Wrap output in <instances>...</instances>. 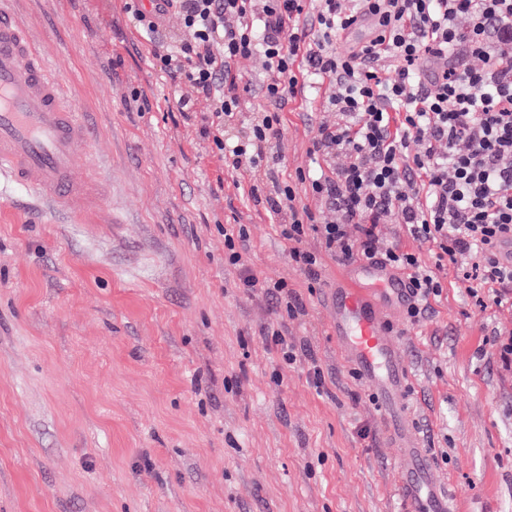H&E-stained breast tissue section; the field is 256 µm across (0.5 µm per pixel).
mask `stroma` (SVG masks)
I'll return each mask as SVG.
<instances>
[{
	"label": "stroma",
	"mask_w": 512,
	"mask_h": 512,
	"mask_svg": "<svg viewBox=\"0 0 512 512\" xmlns=\"http://www.w3.org/2000/svg\"><path fill=\"white\" fill-rule=\"evenodd\" d=\"M13 2L95 128L78 173L100 208L60 224L0 183V512H396L398 450L329 330L336 260L310 234L318 277L291 262L202 136L207 103L179 109L190 88L153 68L124 0ZM328 110L318 90L282 110L279 180L314 166ZM228 224L251 271L304 305L285 323L293 366L265 338L280 323L266 295L224 262ZM439 276L420 324L387 315L409 422L456 512H512V374L493 347L512 312Z\"/></svg>",
	"instance_id": "stroma-1"
}]
</instances>
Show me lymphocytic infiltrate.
<instances>
[{
  "label": "lymphocytic infiltrate",
  "mask_w": 512,
  "mask_h": 512,
  "mask_svg": "<svg viewBox=\"0 0 512 512\" xmlns=\"http://www.w3.org/2000/svg\"><path fill=\"white\" fill-rule=\"evenodd\" d=\"M125 10L151 43L154 68L183 76L211 119L201 129L226 166L248 176L257 196L280 155V111L299 90L326 86L332 122H319L314 153L324 167L299 183L321 201L298 205L293 185L274 182L270 218L289 257L316 275L315 234L342 264L382 258L405 275L419 322L440 296L438 270L458 265L468 290H491L512 309V0H126ZM179 39L161 36L167 14ZM374 17L370 42L337 51L358 14ZM265 60L267 106L241 116L238 64ZM480 66H471V59ZM243 120V134L231 126ZM417 151H410V144ZM397 221L415 241L408 250L383 241Z\"/></svg>",
  "instance_id": "1"
}]
</instances>
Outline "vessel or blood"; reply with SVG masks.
Masks as SVG:
<instances>
[{"label": "vessel or blood", "instance_id": "1", "mask_svg": "<svg viewBox=\"0 0 512 512\" xmlns=\"http://www.w3.org/2000/svg\"><path fill=\"white\" fill-rule=\"evenodd\" d=\"M370 35V19L360 16L343 40L356 48ZM92 137L87 114L68 102L31 31L15 22L6 0H0V180L25 191L65 223L85 222L92 187L75 171ZM410 298L409 280L372 260L346 265L326 291L325 304L331 336L374 390L384 427L399 450L400 512H449L448 488L432 478L426 451L406 420L410 375L385 317L386 310L406 307Z\"/></svg>", "mask_w": 512, "mask_h": 512}]
</instances>
